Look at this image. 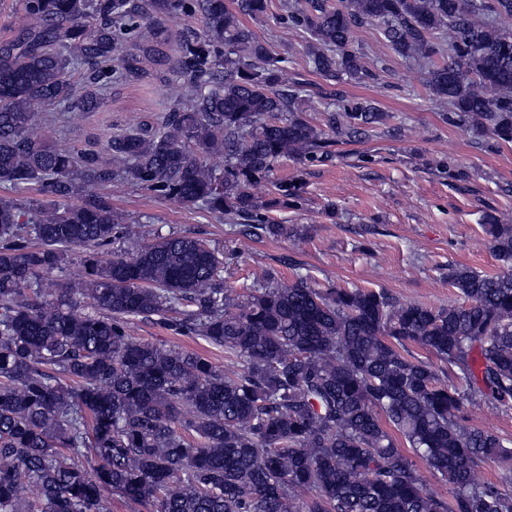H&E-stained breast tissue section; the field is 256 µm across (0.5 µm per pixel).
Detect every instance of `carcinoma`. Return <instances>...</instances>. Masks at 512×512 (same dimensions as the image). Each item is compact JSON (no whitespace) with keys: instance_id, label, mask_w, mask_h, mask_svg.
<instances>
[{"instance_id":"obj_1","label":"carcinoma","mask_w":512,"mask_h":512,"mask_svg":"<svg viewBox=\"0 0 512 512\" xmlns=\"http://www.w3.org/2000/svg\"><path fill=\"white\" fill-rule=\"evenodd\" d=\"M267 9L21 0L17 36L0 43V185L38 183L44 198L0 197V512H108L110 492L148 512H512L511 489L473 479L480 461H512V440L464 413L479 397L512 406L511 214L482 217L500 271L448 267L462 302L439 308L302 276L235 295L223 255L193 235L157 236L105 265L91 253L128 234L98 185L282 234L266 211L301 204L305 183L273 179L275 165L326 162L336 144L387 125L374 100L345 97L328 104L325 128L309 122L287 58L245 24ZM174 14L199 15L203 28L180 37L161 124L103 151L54 144L57 116L45 109H96L114 64L157 62L154 48L131 52L138 22ZM285 20L326 81L373 77L358 32L378 26L397 57L425 69L448 123L512 143V0H292ZM78 62L89 67L82 87L69 77ZM214 154L220 173L207 165ZM261 183L271 200L251 192ZM76 250L84 277L55 278ZM152 316L240 369L133 339L127 321ZM421 463L450 497L426 489Z\"/></svg>"}]
</instances>
